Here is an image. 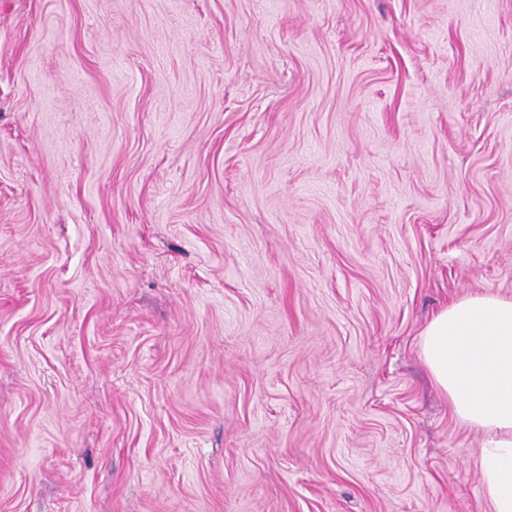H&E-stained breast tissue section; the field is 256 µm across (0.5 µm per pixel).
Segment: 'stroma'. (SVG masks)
I'll return each mask as SVG.
<instances>
[{
  "label": "stroma",
  "mask_w": 512,
  "mask_h": 512,
  "mask_svg": "<svg viewBox=\"0 0 512 512\" xmlns=\"http://www.w3.org/2000/svg\"><path fill=\"white\" fill-rule=\"evenodd\" d=\"M485 290L512 0H0V512H492ZM421 356L453 413L482 436L473 456L493 512H512V297L490 290L441 310Z\"/></svg>",
  "instance_id": "35a3bbf8"
}]
</instances>
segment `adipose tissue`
I'll list each match as a JSON object with an SVG mask.
<instances>
[{
    "mask_svg": "<svg viewBox=\"0 0 512 512\" xmlns=\"http://www.w3.org/2000/svg\"><path fill=\"white\" fill-rule=\"evenodd\" d=\"M421 356L454 414L482 436L473 455L493 512H512V297L487 290L441 310Z\"/></svg>",
    "mask_w": 512,
    "mask_h": 512,
    "instance_id": "adipose-tissue-1",
    "label": "adipose tissue"
}]
</instances>
